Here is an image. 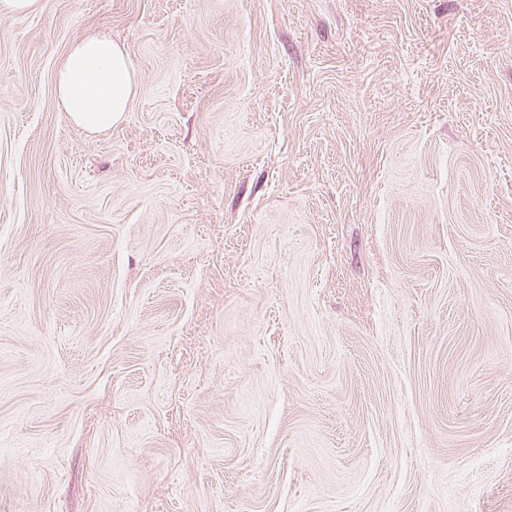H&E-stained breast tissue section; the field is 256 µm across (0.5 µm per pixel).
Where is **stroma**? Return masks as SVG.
Segmentation results:
<instances>
[{
	"label": "stroma",
	"mask_w": 512,
	"mask_h": 512,
	"mask_svg": "<svg viewBox=\"0 0 512 512\" xmlns=\"http://www.w3.org/2000/svg\"><path fill=\"white\" fill-rule=\"evenodd\" d=\"M0 512H512V0L0 15ZM134 73L126 52L111 39L93 35L73 44L56 74L57 104L83 131L98 133L128 112Z\"/></svg>",
	"instance_id": "1"
}]
</instances>
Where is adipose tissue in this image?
<instances>
[{"mask_svg": "<svg viewBox=\"0 0 512 512\" xmlns=\"http://www.w3.org/2000/svg\"><path fill=\"white\" fill-rule=\"evenodd\" d=\"M134 73L126 52L93 35L73 44L56 74L57 103L88 133L108 130L128 112Z\"/></svg>", "mask_w": 512, "mask_h": 512, "instance_id": "1", "label": "adipose tissue"}]
</instances>
